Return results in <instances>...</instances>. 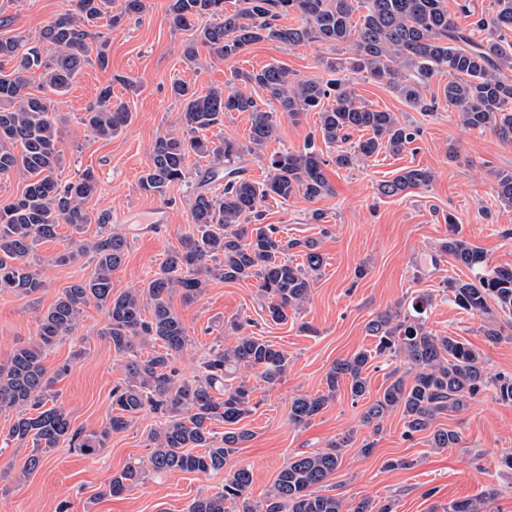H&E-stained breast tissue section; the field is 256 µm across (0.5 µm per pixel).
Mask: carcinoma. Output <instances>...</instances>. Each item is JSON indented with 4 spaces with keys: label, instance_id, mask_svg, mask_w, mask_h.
I'll list each match as a JSON object with an SVG mask.
<instances>
[{
    "label": "carcinoma",
    "instance_id": "obj_1",
    "mask_svg": "<svg viewBox=\"0 0 512 512\" xmlns=\"http://www.w3.org/2000/svg\"><path fill=\"white\" fill-rule=\"evenodd\" d=\"M355 0H237L233 10L224 0H171L170 22L176 29L192 30L185 59L196 62L198 46L208 47L219 58L229 59L264 39L290 47L312 41L348 45L352 57L329 63L336 72L351 69L393 88L412 107L426 108L422 95L439 73L450 77L443 87L448 106L460 122L473 130H490L504 143H512V0H495L497 10L482 14L473 29L486 33L481 41L464 33L448 15L445 0H364L365 12L356 14ZM73 8L58 14L40 31L34 42L18 36L0 37V179L14 173L24 176L20 196L0 207V294L33 296L44 281L30 262L38 243L51 240L58 227L67 224L80 234L92 223L85 208L98 192L94 175L86 171L74 180L59 176L63 154L61 134L53 112L52 96H62L95 53L96 62L108 65L106 43L100 41V21L120 25L127 16H143L145 0H72ZM297 14L296 27L277 24ZM39 74L47 95L32 93L30 75ZM235 77L256 87L264 97L212 88L200 95L190 84L177 79L171 95L184 103L181 135H160L152 144L150 165L139 178L140 189L166 199L169 188L186 181L191 156L213 158L198 170V183L189 200L191 222L179 238V246L167 254L159 271L139 291L115 293L112 275L120 269L127 238L109 233L94 242L73 241L74 249L50 259L67 265L93 253L95 272L79 278L38 319V338L17 347L0 362V414L12 412L16 420L5 438L7 444L32 443L22 475L43 466L45 454L60 442H68L86 456L107 447L112 434L121 432L143 412L160 416L159 426L147 436L151 453L145 460L128 462L107 481L103 494L117 496L142 483L150 474L171 471L210 473L226 468L237 448L253 433L242 421L254 410V388L242 379L228 383L245 370L272 387L288 368V355L262 336L240 330L253 320L231 322L239 332L231 344L210 349L192 379L181 377L175 366L186 349L188 330L170 305L179 292L186 304L198 302L207 282L226 283L254 279L262 299L266 321L288 322L309 300L315 277L324 263L318 238L285 239L276 224L264 223L263 202L283 201L302 194L317 202L333 194L325 168L334 163L348 169L356 161L382 150L400 154L417 139V128L402 123L393 112L369 107L359 100L341 78L323 81L295 79L288 69L269 64ZM252 116L249 144L226 138L210 141L205 132L224 123L226 112ZM319 117V132L327 144L336 145L332 160L323 158L313 138L298 150L284 149L270 155L267 176L256 181L237 166L242 157L264 148L274 137L278 113L299 124L307 113ZM126 102L112 99V84L101 88L94 107L82 123L95 138L109 140L132 121ZM368 138L351 141L353 132ZM224 182L215 196L205 189ZM434 173L428 168L405 167L377 186L385 197L408 196L429 188ZM496 194L512 206V172L497 175ZM451 232L439 252L455 265L465 267L475 280L450 277L443 281L449 298L472 315L488 313V299H495L512 316V267H491L483 251L469 243L453 216L446 217ZM297 251L302 261L288 257ZM107 312L108 322L99 331L123 362V383L112 389V414L100 430L84 433L71 425L70 415L58 403L53 387L66 375L62 365L48 373L43 364L46 349L75 335L80 318L90 304ZM428 298H414L404 310L385 311L370 319L365 330L373 347L336 361L326 374L327 391L292 400L289 420L307 424L324 410L344 383L354 402L366 399V371L377 358L401 359L404 373L393 371L392 381L362 415L365 425L380 429L382 420L401 411L403 436L430 431L429 445L455 448L461 441L456 430L432 429L437 416L464 410L492 388L502 402L512 403V374L490 375L481 353L460 336H437L425 327ZM224 426L217 435L214 426ZM343 437L323 451L303 453L288 460L275 478L265 504L248 506L252 473L242 468L225 472L224 485L212 495L199 497L188 512H228L227 504L245 506V512H392L391 505L369 499L350 504L322 488L336 471Z\"/></svg>",
    "mask_w": 512,
    "mask_h": 512
}]
</instances>
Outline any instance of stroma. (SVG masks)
I'll list each match as a JSON object with an SVG mask.
<instances>
[{
    "mask_svg": "<svg viewBox=\"0 0 512 512\" xmlns=\"http://www.w3.org/2000/svg\"><path fill=\"white\" fill-rule=\"evenodd\" d=\"M146 4L145 16L103 28L107 67L94 61L86 64L55 106L64 153L61 179L92 170L100 188L87 204L89 213H110L112 229L129 240L125 263L112 276L117 293L143 288L168 252L178 246L190 222V186L171 187L165 205L139 188L155 138L181 130L182 106L169 92L172 80L189 81L201 94L222 86L247 94L250 86L234 80V72L275 63L299 79L327 80L332 76L327 62L340 55L338 49L321 42L291 48L268 39L228 60L218 59L203 46L192 64L185 60L183 49L193 34L171 26L170 0H146ZM69 6V0H0V37L35 39L47 21ZM117 75L135 82V89L114 83ZM345 78L361 101L419 128L418 139L398 155L381 152L349 169L328 166L334 192L319 203L300 194L285 202L268 200L266 221L279 225L283 237L322 239L324 267L309 302L287 322L275 324L266 322L251 279L210 281L203 298L190 305L173 297L172 305L191 336L177 365L184 377L195 375L210 347L229 335L231 321L238 318L254 320L256 335L287 353L288 368L279 384L269 388L256 383L258 406L245 420L253 437L230 459L231 466L247 467L253 474L247 495L251 505L264 502L289 457L322 450L346 436L350 442L329 483L333 494L347 502L368 498L392 502L394 512H444L450 502L471 499L484 501L487 512H512V470L501 464L504 455L512 454V403L501 402L493 394L482 395L462 412L437 419V426L461 434L460 445L448 450L431 448L424 432L403 439V421L397 411L384 419L379 430L364 426V403L352 402L344 386L308 424L294 425L288 417L295 397L325 391L326 374L336 360L372 346L365 331L369 319L421 294L432 297L429 330L439 336L466 338L480 350L488 372L512 374V318L472 315L450 302L443 279L468 280L472 274L436 255L449 234L445 218L451 215L490 265L512 266V207L501 204L494 192L497 173L512 172V145L501 143L491 131L462 126L447 104L422 112L386 84L353 71L346 72ZM106 85L128 104L133 118L112 139L97 140L84 127L82 117ZM318 125L314 112L297 125L281 118L276 140L258 154L244 157L247 176L263 180L270 153L302 148ZM404 167L431 169L435 181L430 188L403 198L378 196L377 185ZM158 207L165 211L164 224L133 231L130 215H146ZM316 208L323 211L324 223L312 220ZM324 226L329 235H321ZM72 235L63 224L56 238L37 245L30 261L45 283L37 297L0 296V361L16 345L35 339L38 317L63 288L92 274L95 264L88 255L72 265L49 264L50 256L70 250ZM106 323L104 309L88 306L75 338L53 346L44 358L51 371L69 364L68 374L54 389L73 428L88 432L107 423L112 390L123 379L119 361L99 334ZM492 325L503 329L505 340H485L482 330ZM157 425L153 414L142 413L128 429L113 434L96 455L75 454L68 443H61L22 482L0 480V512H57L64 502L69 503V512H188L194 499L221 489L223 472L174 471L150 477L117 497L103 493L112 474L148 455L146 436ZM366 440L375 444L368 455L360 450Z\"/></svg>",
    "mask_w": 512,
    "mask_h": 512,
    "instance_id": "35a3bbf8",
    "label": "stroma"
}]
</instances>
